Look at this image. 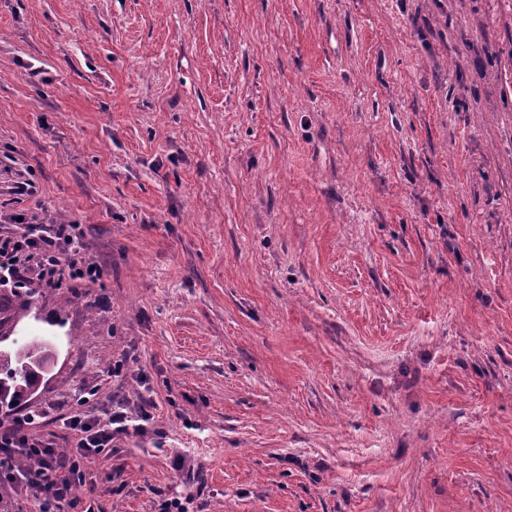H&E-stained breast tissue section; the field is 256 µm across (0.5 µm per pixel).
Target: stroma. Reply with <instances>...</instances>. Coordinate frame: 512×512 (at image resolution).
I'll return each mask as SVG.
<instances>
[{"label": "stroma", "mask_w": 512, "mask_h": 512, "mask_svg": "<svg viewBox=\"0 0 512 512\" xmlns=\"http://www.w3.org/2000/svg\"><path fill=\"white\" fill-rule=\"evenodd\" d=\"M12 214L35 434L153 415L79 512H512V0H0ZM11 221L21 227L0 229V274L7 280H35L42 288L52 289L64 281L95 283L100 279L101 266L84 253L79 225L43 224L25 217Z\"/></svg>", "instance_id": "stroma-1"}]
</instances>
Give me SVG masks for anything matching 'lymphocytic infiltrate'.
Instances as JSON below:
<instances>
[{
	"mask_svg": "<svg viewBox=\"0 0 512 512\" xmlns=\"http://www.w3.org/2000/svg\"><path fill=\"white\" fill-rule=\"evenodd\" d=\"M80 238L74 224L22 220L18 227L0 230V274L30 278L45 289L66 281L96 282L101 266L86 256ZM37 418V413L26 412L0 421V458L8 464L19 456L29 460L23 488L37 502L39 512H70L75 505L72 488L84 483L90 460L111 447L117 435L144 431L152 414L144 407L132 419L123 406L116 405L103 422L89 412L75 411L64 419L72 435V446L65 454L58 452L53 441L33 435Z\"/></svg>",
	"mask_w": 512,
	"mask_h": 512,
	"instance_id": "obj_1",
	"label": "lymphocytic infiltrate"
}]
</instances>
